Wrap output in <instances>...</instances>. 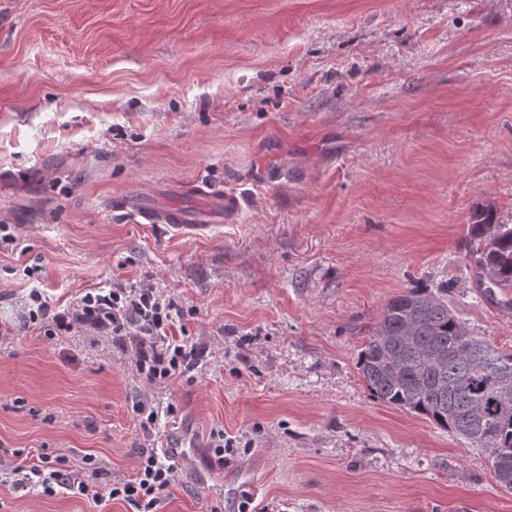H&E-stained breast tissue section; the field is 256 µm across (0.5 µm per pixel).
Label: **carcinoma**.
I'll use <instances>...</instances> for the list:
<instances>
[{
  "label": "carcinoma",
  "mask_w": 512,
  "mask_h": 512,
  "mask_svg": "<svg viewBox=\"0 0 512 512\" xmlns=\"http://www.w3.org/2000/svg\"><path fill=\"white\" fill-rule=\"evenodd\" d=\"M468 258L478 287L512 290V225L490 209L477 211ZM450 285L408 287L391 298L368 328L357 366L371 395L423 415L473 446L490 449L493 472L512 492V398L495 380L512 377V351L478 335L448 305Z\"/></svg>",
  "instance_id": "1"
}]
</instances>
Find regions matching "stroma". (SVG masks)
<instances>
[{
  "mask_svg": "<svg viewBox=\"0 0 512 512\" xmlns=\"http://www.w3.org/2000/svg\"><path fill=\"white\" fill-rule=\"evenodd\" d=\"M125 195L201 235L116 210ZM512 223V0H0V463L95 458L131 477L192 421L234 451L177 464L158 512H512L490 452L373 398L356 365L405 288L512 350V307L474 282L468 224ZM41 267L40 280L27 271ZM152 287L206 356L155 384L131 347L25 326ZM175 415H167V405ZM0 512H133L0 481ZM140 207L142 209L138 215L146 224H166L170 230L179 234H185L187 231L198 233L214 227V224H183L185 218L175 210H157L145 203H140Z\"/></svg>",
  "mask_w": 512,
  "mask_h": 512,
  "instance_id": "stroma-1",
  "label": "stroma"
}]
</instances>
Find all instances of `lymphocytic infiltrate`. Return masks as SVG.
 <instances>
[{
  "mask_svg": "<svg viewBox=\"0 0 512 512\" xmlns=\"http://www.w3.org/2000/svg\"><path fill=\"white\" fill-rule=\"evenodd\" d=\"M30 299L34 304L28 314L30 323L48 318L63 331L81 327L95 336L112 337L119 344L132 343L136 370L147 383L186 375L202 362L203 353L198 347L173 335L174 304L155 289L89 291L76 305L60 311L52 310L40 291H31ZM6 473L23 487L38 484L47 493L58 487L74 490L96 504L106 498L120 499L135 512H157L176 481L174 465L154 450L142 455L134 476L105 485L99 483V469L91 457L76 466L65 456H46L41 464L17 463Z\"/></svg>",
  "mask_w": 512,
  "mask_h": 512,
  "instance_id": "1",
  "label": "lymphocytic infiltrate"
}]
</instances>
